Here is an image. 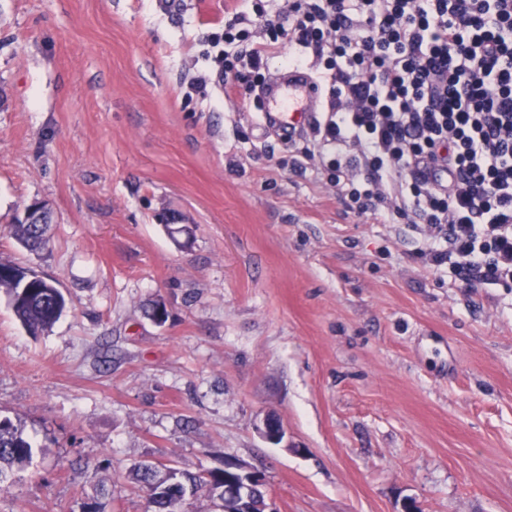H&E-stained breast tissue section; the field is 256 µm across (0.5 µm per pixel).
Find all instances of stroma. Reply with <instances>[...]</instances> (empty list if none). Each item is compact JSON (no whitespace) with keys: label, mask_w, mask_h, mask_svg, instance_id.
Masks as SVG:
<instances>
[{"label":"stroma","mask_w":512,"mask_h":512,"mask_svg":"<svg viewBox=\"0 0 512 512\" xmlns=\"http://www.w3.org/2000/svg\"><path fill=\"white\" fill-rule=\"evenodd\" d=\"M224 3L0 0V260L68 301L33 335L0 292V417L35 446L0 512H152L137 464L228 456L278 512H512V289L344 214L254 91L191 89ZM34 200L38 253L8 233Z\"/></svg>","instance_id":"1"}]
</instances>
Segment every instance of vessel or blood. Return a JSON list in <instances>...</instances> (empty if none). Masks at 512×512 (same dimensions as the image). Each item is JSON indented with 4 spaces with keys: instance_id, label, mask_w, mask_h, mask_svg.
Here are the masks:
<instances>
[{
    "instance_id": "1",
    "label": "vessel or blood",
    "mask_w": 512,
    "mask_h": 512,
    "mask_svg": "<svg viewBox=\"0 0 512 512\" xmlns=\"http://www.w3.org/2000/svg\"><path fill=\"white\" fill-rule=\"evenodd\" d=\"M323 98L322 88L304 72L289 74L278 80L265 99L266 116L275 119L278 127L290 132L307 122Z\"/></svg>"
}]
</instances>
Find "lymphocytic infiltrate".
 <instances>
[{"label": "lymphocytic infiltrate", "instance_id": "f902f5d3", "mask_svg": "<svg viewBox=\"0 0 512 512\" xmlns=\"http://www.w3.org/2000/svg\"><path fill=\"white\" fill-rule=\"evenodd\" d=\"M217 81L317 64L299 135L346 209L419 230L469 288H512V0H252L224 13Z\"/></svg>", "mask_w": 512, "mask_h": 512}]
</instances>
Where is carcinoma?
<instances>
[{
    "label": "carcinoma",
    "mask_w": 512,
    "mask_h": 512,
    "mask_svg": "<svg viewBox=\"0 0 512 512\" xmlns=\"http://www.w3.org/2000/svg\"><path fill=\"white\" fill-rule=\"evenodd\" d=\"M48 227L35 224H12L9 233L19 244L31 250H41L48 244L44 236ZM0 291L10 299L14 314L30 333L45 331L62 316L66 301L61 291L50 281H40L32 288L19 290V283L10 275H0ZM32 444L11 419H0V484L6 477V470L21 468L32 460ZM135 480L146 491L154 512H179L185 496L195 495L210 487H224V471L211 473L206 482L198 474L178 468L171 469L167 476L157 479L156 471L146 464L140 465L134 473Z\"/></svg>",
    "instance_id": "cac0c4a2"
}]
</instances>
